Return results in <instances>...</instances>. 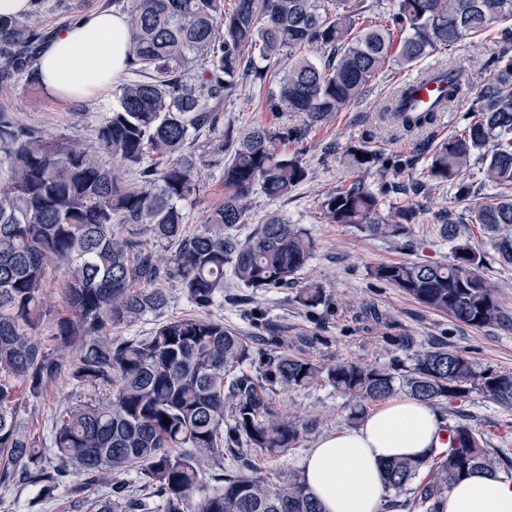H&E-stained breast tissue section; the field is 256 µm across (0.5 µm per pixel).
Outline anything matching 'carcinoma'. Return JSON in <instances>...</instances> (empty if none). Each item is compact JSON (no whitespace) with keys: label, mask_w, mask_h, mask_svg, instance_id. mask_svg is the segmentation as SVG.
Returning a JSON list of instances; mask_svg holds the SVG:
<instances>
[{"label":"carcinoma","mask_w":512,"mask_h":512,"mask_svg":"<svg viewBox=\"0 0 512 512\" xmlns=\"http://www.w3.org/2000/svg\"><path fill=\"white\" fill-rule=\"evenodd\" d=\"M127 16L129 77L93 146L70 136L50 137L0 109V486L33 485L46 495L73 481L74 492L106 482L110 495L88 502V512H141V499L119 478L135 468L163 512H320L299 475L276 484L238 471L203 482L224 447L246 444L267 452L294 447L308 423L272 408L266 384L303 387L327 379L354 407L398 392L435 406L477 391L512 405V373L484 372L466 353L438 348L414 354L405 370L353 362L324 366L283 353L258 376L237 372L253 359L246 339L209 310L224 297V274L245 288L268 290L296 283L316 242L299 224L268 216L245 238L251 196H287L308 175L302 159L278 148L302 141L309 129L361 100L391 61L412 67L439 48L512 21V0H392L380 25L359 24L364 0H112ZM43 0L17 19H0V93L17 77L38 81L36 62L46 37L39 26ZM408 32L399 51L392 35ZM320 53L316 61L305 52ZM462 132L430 150L424 179L413 193L450 184L459 202L471 197L463 172L478 154L486 179L512 187V61L489 60ZM273 78L265 112H301V126L275 122L224 128L213 147L225 156L224 202L193 232L186 205L199 190L190 138L217 123L224 101L244 84ZM444 107L453 104L461 73L444 66ZM403 88L386 106L406 131L432 125L437 109L408 103ZM352 153L361 177L326 194L327 224H352L384 238L410 234L409 206L383 212L396 186L367 185L372 171L412 166L415 160ZM123 171L125 180L112 166ZM469 221L493 235L512 263V197L496 194L469 209ZM442 234L455 243L449 264L381 265L372 277L424 307L471 327L497 324L502 311L495 286L481 273L483 256L462 240L444 212ZM60 277L65 311L46 302L49 273ZM166 280L197 312L162 319L170 302ZM297 301L314 307L324 288L307 283ZM159 318L150 335L124 339L112 330L147 316ZM92 391L70 403L53 432L61 465L50 468L17 414L16 385L33 397L63 374ZM231 410L233 424L224 426ZM168 424H163V421ZM448 447L425 460L398 458L384 465L386 491L410 493L409 509L443 512L451 485L481 468L512 469V460L486 448L468 422L448 427Z\"/></svg>","instance_id":"1"}]
</instances>
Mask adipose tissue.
Returning <instances> with one entry per match:
<instances>
[{
	"label": "adipose tissue",
	"instance_id": "adipose-tissue-1",
	"mask_svg": "<svg viewBox=\"0 0 512 512\" xmlns=\"http://www.w3.org/2000/svg\"><path fill=\"white\" fill-rule=\"evenodd\" d=\"M129 46L124 15L106 9L79 18L43 50L40 79L62 97H100L123 70ZM441 426L431 405L389 397L357 427L318 441L304 459L303 477L322 512H383L384 463L429 456L440 446ZM444 512H512V477L471 473L449 490Z\"/></svg>",
	"mask_w": 512,
	"mask_h": 512
}]
</instances>
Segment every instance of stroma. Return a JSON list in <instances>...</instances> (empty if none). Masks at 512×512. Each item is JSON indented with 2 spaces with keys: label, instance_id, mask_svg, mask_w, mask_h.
<instances>
[{
  "label": "stroma",
  "instance_id": "stroma-1",
  "mask_svg": "<svg viewBox=\"0 0 512 512\" xmlns=\"http://www.w3.org/2000/svg\"><path fill=\"white\" fill-rule=\"evenodd\" d=\"M504 49L502 28L496 25L478 37L431 53L420 66H459L476 87L486 77L483 63ZM409 75V70L388 63L362 100L343 107L327 124L309 129L302 142L284 144V151L301 156L308 171L306 179L287 197L272 200L254 193L249 221L238 226V235L248 236L254 225L272 213L302 225L317 248L300 271L299 280L320 284L326 294L324 303L308 308L297 302L295 289L256 291L225 280V301L214 306L211 313L244 336L255 355L285 352L327 366L354 362L402 368L410 366L413 352L444 346L466 352L479 369L512 372V264L502 261L481 225L468 223L466 207L456 203L451 187L444 185L421 196H409L416 219L409 237L398 240L372 236L350 224H327L322 219L320 203L325 195L356 175L350 155L354 146L365 141L370 149L386 157H417L415 166L395 176L396 182L405 184L422 178L430 147L462 128L466 109L462 103L454 105L423 133L405 135L383 121L385 106L400 81ZM265 95V90L250 85L240 87L225 101L218 125L194 137L190 150L202 156L203 162L199 192L187 208L189 228L199 227L206 215L224 201V159L210 153L211 142L223 136L225 125L243 128L263 119ZM0 106L7 107L23 124L50 136L73 134L89 144L95 140L99 122L110 114L109 107L98 100L64 99L22 77L0 95ZM447 210L462 219L463 239L484 254L482 273L496 287L504 314L502 323L484 328L468 326L448 314L425 308L371 276L377 266L385 264L452 262L454 244L440 233V216ZM252 307L261 309L262 320L248 317ZM406 336L413 340L408 348L400 344ZM79 393L78 385L65 376L46 396H23L18 401L17 413L36 438L48 465L57 463L51 447L55 420L66 400ZM270 399L275 408L315 421V429L305 434L295 448L284 452L270 454L246 446L225 451L211 462L210 472L234 473L244 467L249 474L282 483L290 474L301 471L304 455L319 440L357 425L348 398L326 381L290 389L275 385L270 389ZM436 410L443 424L464 420L475 425L488 447L512 459V406L474 392L456 404L440 403ZM74 498L68 485L48 497L34 487H0V512H72L70 503Z\"/></svg>",
  "mask_w": 512,
  "mask_h": 512
}]
</instances>
